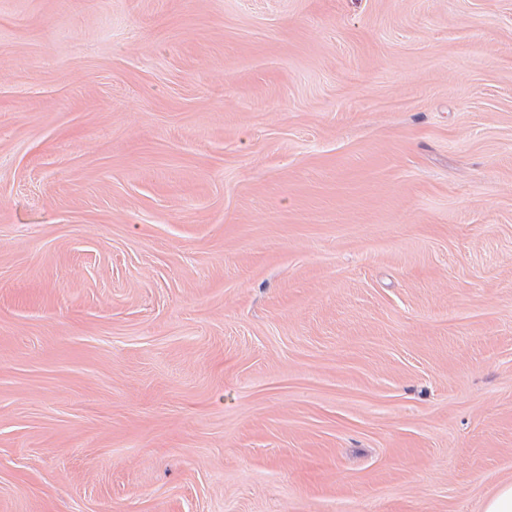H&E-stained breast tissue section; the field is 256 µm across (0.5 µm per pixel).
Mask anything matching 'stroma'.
<instances>
[{
    "instance_id": "1",
    "label": "stroma",
    "mask_w": 512,
    "mask_h": 512,
    "mask_svg": "<svg viewBox=\"0 0 512 512\" xmlns=\"http://www.w3.org/2000/svg\"><path fill=\"white\" fill-rule=\"evenodd\" d=\"M506 482L512 0H0V512Z\"/></svg>"
}]
</instances>
